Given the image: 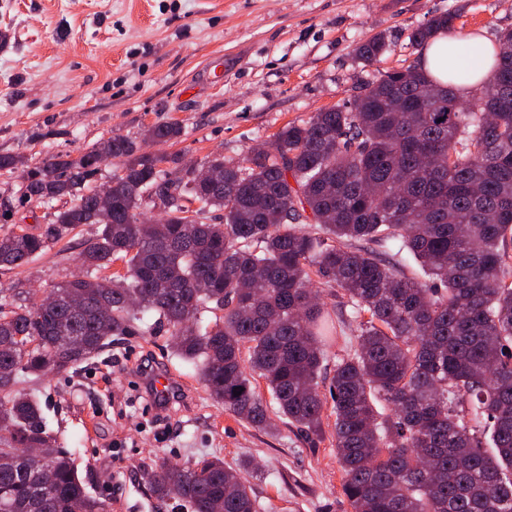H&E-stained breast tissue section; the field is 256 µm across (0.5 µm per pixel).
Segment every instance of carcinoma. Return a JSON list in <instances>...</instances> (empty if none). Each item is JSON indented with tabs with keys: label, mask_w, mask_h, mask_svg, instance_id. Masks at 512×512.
<instances>
[{
	"label": "carcinoma",
	"mask_w": 512,
	"mask_h": 512,
	"mask_svg": "<svg viewBox=\"0 0 512 512\" xmlns=\"http://www.w3.org/2000/svg\"><path fill=\"white\" fill-rule=\"evenodd\" d=\"M458 18L431 17L411 44L454 32ZM386 50L379 33L356 55L372 64ZM461 68L448 64L443 83L418 57L380 71L352 106L288 123L243 161L206 158L203 184L181 155H145L117 134L35 166L0 154V171L32 173L26 201L73 198L42 233L0 236V266L99 224L82 265L125 267L86 278L77 314L68 281L49 290L51 307H0V512H108L16 386L100 356L136 335L146 314L197 365L210 397L259 430L272 431L268 404L244 364L277 412L315 435L329 382L351 512H512V28L500 31L492 75L470 105L454 83ZM183 134L164 122L142 139L173 144ZM108 157L120 169L101 197L91 177ZM158 203L168 217L139 222ZM406 254L424 279L404 274ZM316 283L340 306L320 300ZM207 311L221 316L202 328ZM352 325L356 346L336 356L329 378L327 347ZM19 448L41 449L51 486ZM247 472L215 457L163 463L146 478L156 498L192 512H256Z\"/></svg>",
	"instance_id": "obj_1"
}]
</instances>
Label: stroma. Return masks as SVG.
I'll return each instance as SVG.
<instances>
[{
    "instance_id": "obj_1",
    "label": "stroma",
    "mask_w": 512,
    "mask_h": 512,
    "mask_svg": "<svg viewBox=\"0 0 512 512\" xmlns=\"http://www.w3.org/2000/svg\"><path fill=\"white\" fill-rule=\"evenodd\" d=\"M456 9L466 41L494 45L512 26V0H0V29L14 33L0 53V154L33 165L178 122L183 137L158 152L239 160L289 122L352 104L374 71L417 57L413 30ZM379 33L387 50L363 65L355 48ZM60 206L27 203L15 174L0 171V234L41 233ZM98 231L83 225L28 263L0 268V304L36 301L82 272L77 257ZM170 341L163 332L128 336L73 371L24 385L93 496L111 512H191L156 499L144 471L218 457L231 467L253 462L257 512H349L333 416L317 437L283 422L260 432L209 397ZM146 366L190 385L165 409L150 408Z\"/></svg>"
}]
</instances>
